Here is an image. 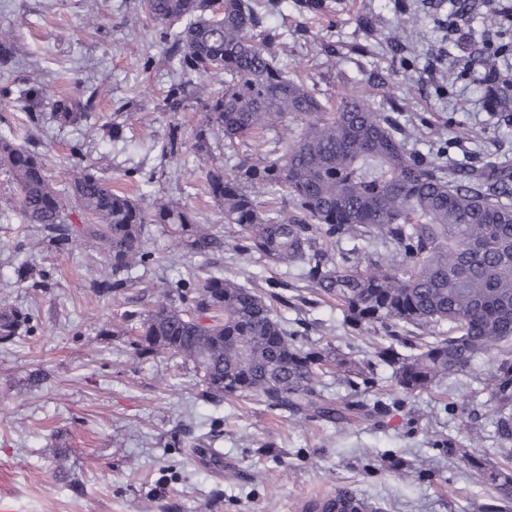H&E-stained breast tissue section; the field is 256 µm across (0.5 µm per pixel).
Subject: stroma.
Segmentation results:
<instances>
[{
  "instance_id": "1",
  "label": "stroma",
  "mask_w": 512,
  "mask_h": 512,
  "mask_svg": "<svg viewBox=\"0 0 512 512\" xmlns=\"http://www.w3.org/2000/svg\"><path fill=\"white\" fill-rule=\"evenodd\" d=\"M469 4L463 47L441 41L448 10L440 0H320L316 10L280 0L262 29L319 98L361 90L376 110L403 112L426 142L450 141L454 162L479 167L512 159V138L501 135L512 102L491 97L481 67L458 72L500 36L487 27L481 0ZM91 16L100 29L88 28ZM396 27L399 48L388 39ZM1 28L14 42L11 61L0 65V135L43 154L54 187L67 183L81 156L112 186L132 195L146 186L200 221L223 224L203 190L205 172L257 144L228 148L212 134L211 157L203 159L191 136L204 121L193 87L180 111L159 110L178 75L138 0H0ZM376 72L390 74V86L373 83ZM76 82L91 96L93 117L120 123V139L53 120V103ZM32 83L43 89L36 106L24 96ZM175 124L186 140L172 159L162 150ZM223 226L235 241L236 225ZM150 248L154 258L132 288L94 291L90 281L108 273L103 252L80 240L66 253L43 243L0 171V308L32 316L26 336L0 343V496L19 498L25 512H297L303 497L338 489L382 512H480L490 503L492 490L443 446L450 439L478 458L501 460L486 358L392 408L380 426L302 422L238 399L216 407L200 398L192 364L137 358L127 338L108 333L124 314L142 317L171 303L161 283L197 264L161 227H153ZM24 260L41 270L38 282H17ZM215 267L264 292L284 282L290 329L369 359L377 334L349 332L335 305L285 268L231 250ZM397 458L415 464L420 477L400 478L389 467Z\"/></svg>"
}]
</instances>
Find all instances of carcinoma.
<instances>
[{
  "label": "carcinoma",
  "instance_id": "1",
  "mask_svg": "<svg viewBox=\"0 0 512 512\" xmlns=\"http://www.w3.org/2000/svg\"><path fill=\"white\" fill-rule=\"evenodd\" d=\"M138 6L178 71L165 111H179L184 87L192 86L205 112L206 128L193 134L196 149L208 152V130L224 134L231 147L244 138L265 145L229 168L206 171L205 193L224 223L239 227L236 249L298 268L354 330L381 328L401 341L399 333L411 326L431 341L410 354L379 345L367 372L347 354L288 330L258 288L213 272L215 256L230 247L216 225L199 223L193 211L161 197L145 206L81 158L59 191L42 154L0 136V168L15 185L24 222L61 252L78 234L104 249L112 277L93 284L99 292L134 285L132 272L152 260L153 224L201 261L188 279L169 284L180 305L158 306L140 323L136 355L192 363L201 396L216 405L245 398L303 420L378 424L389 407L369 398L377 367L391 368L395 402L403 403L512 341L511 162L468 167L448 162L446 141L425 153L410 147L403 113L376 111L359 90L334 105L322 102L288 74L270 38L257 34L263 15L253 0H138ZM221 75L224 89L207 90L206 81ZM54 111L57 123L80 125L90 101L76 85ZM71 212L85 224L69 223ZM4 311L1 339L29 332V312ZM333 367L352 389L341 402L318 390ZM489 380L498 450L512 459V357L495 359ZM474 468L494 490L498 512H509L512 471Z\"/></svg>",
  "mask_w": 512,
  "mask_h": 512
}]
</instances>
